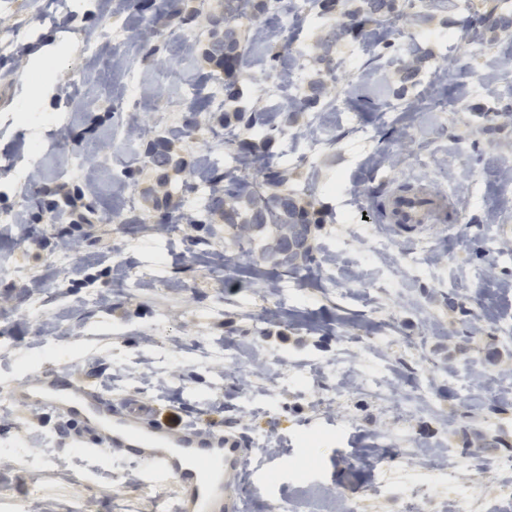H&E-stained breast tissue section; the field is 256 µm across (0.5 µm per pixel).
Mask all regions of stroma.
Returning <instances> with one entry per match:
<instances>
[{
    "instance_id": "35a3bbf8",
    "label": "stroma",
    "mask_w": 512,
    "mask_h": 512,
    "mask_svg": "<svg viewBox=\"0 0 512 512\" xmlns=\"http://www.w3.org/2000/svg\"><path fill=\"white\" fill-rule=\"evenodd\" d=\"M420 2L376 23L349 0L332 15L282 0L280 63L250 37L239 108L319 94L252 155L289 166L320 213L315 261L285 276L245 251L225 265L214 225L159 230L144 146L126 136L180 124L190 86L207 111L227 106L199 55L168 59L205 40L217 0H185L203 18L163 31L150 58L127 41L141 15L126 0H0L14 28L0 44V383L54 364L112 405L240 434L255 470L277 469L248 481L244 512H404L421 484L422 512H459L472 491L439 466L452 449L485 468L479 512H512L498 493L512 473L480 444L512 446V6ZM243 137L205 123L176 148L229 169ZM35 182L93 183L98 223L68 227L79 251L57 249L60 225L24 202ZM403 184L446 198L444 230L395 232L385 194ZM130 212L141 223H117ZM63 425L0 397V512H168L143 464L70 447Z\"/></svg>"
}]
</instances>
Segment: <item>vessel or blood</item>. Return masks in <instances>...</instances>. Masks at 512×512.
<instances>
[{
    "instance_id": "obj_1",
    "label": "vessel or blood",
    "mask_w": 512,
    "mask_h": 512,
    "mask_svg": "<svg viewBox=\"0 0 512 512\" xmlns=\"http://www.w3.org/2000/svg\"><path fill=\"white\" fill-rule=\"evenodd\" d=\"M400 226L415 230L431 207L424 199L392 196ZM13 403L52 408L68 424L76 448H98L146 463L161 483L173 484V512H242L236 493L251 476L250 448L236 435L191 420L171 427L156 410L130 402L113 409L101 392L64 368L0 389Z\"/></svg>"
}]
</instances>
